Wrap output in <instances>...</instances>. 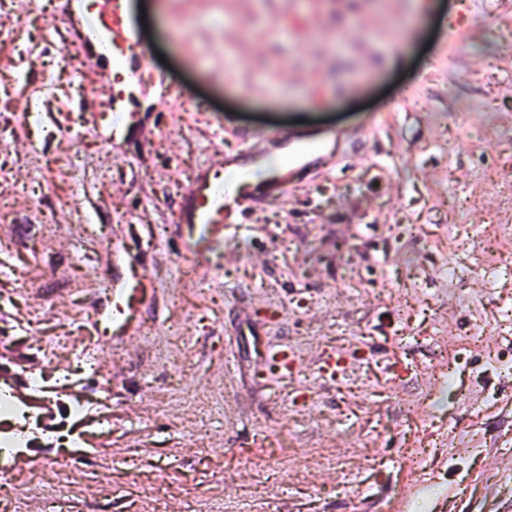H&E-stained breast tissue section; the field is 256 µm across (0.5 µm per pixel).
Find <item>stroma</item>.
<instances>
[{"label":"stroma","mask_w":512,"mask_h":512,"mask_svg":"<svg viewBox=\"0 0 512 512\" xmlns=\"http://www.w3.org/2000/svg\"><path fill=\"white\" fill-rule=\"evenodd\" d=\"M20 8L0 0V374L55 392L39 345L73 323L31 334L30 297L61 308V278L107 316L99 278L149 293L131 334L98 337L111 394L80 383L112 436L77 448L103 482L68 512H394L421 436L425 512H512V0H471L453 42L456 0H148L152 79L113 84L117 146L56 57L94 52L84 5ZM69 126L99 129L78 172ZM267 127L314 145L288 195L179 251L198 165Z\"/></svg>","instance_id":"1"}]
</instances>
